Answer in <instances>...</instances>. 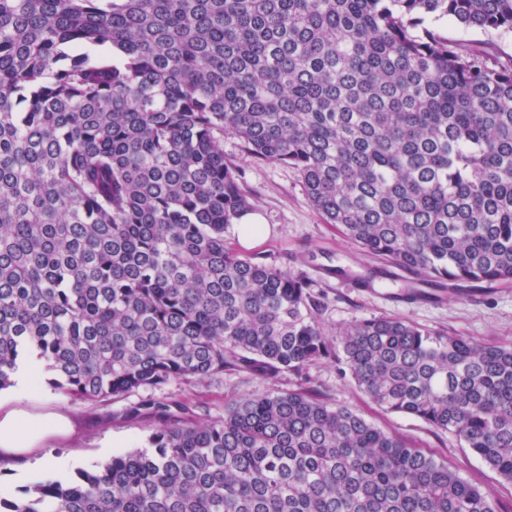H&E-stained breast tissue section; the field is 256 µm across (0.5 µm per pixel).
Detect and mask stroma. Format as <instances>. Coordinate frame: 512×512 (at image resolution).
Here are the masks:
<instances>
[{
  "label": "stroma",
  "instance_id": "35a3bbf8",
  "mask_svg": "<svg viewBox=\"0 0 512 512\" xmlns=\"http://www.w3.org/2000/svg\"><path fill=\"white\" fill-rule=\"evenodd\" d=\"M224 158L237 166L240 182L249 195L261 223L269 236L250 253L260 262L290 269L304 277L318 310L317 317L325 328L342 327L374 317H400L433 331L461 336L478 344L512 345V281L480 285V301L470 299L469 292L456 284L444 282L438 301H421L399 305L389 299L399 288H420L421 276L399 270L388 279V264L366 255L355 243L344 238L334 225L325 223L309 202L300 176L293 168L266 164L247 157L240 140L225 134ZM346 273L344 279L332 277L333 269ZM368 273L376 278V289L367 294L353 286L356 275ZM310 386L332 404L361 413L379 429L396 435L448 463L462 478L479 484L499 503L500 512H512V483L505 481L470 449L464 448L451 433L439 431L424 421L403 413L386 411L371 403L335 360H321L309 366ZM51 370H44L42 392L50 396L51 410H64L76 422L75 434L54 446L55 456L66 458L68 466L57 472L64 480L76 471L92 470L117 453L145 448L155 423L148 417L126 419L122 410L141 400V393L126 397L86 403L73 399L50 384ZM298 379L281 371L267 377L225 368L222 374L202 382L169 385L164 397L189 405L195 418L223 415L224 405L270 388L296 389Z\"/></svg>",
  "mask_w": 512,
  "mask_h": 512
}]
</instances>
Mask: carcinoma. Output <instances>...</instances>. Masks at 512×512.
I'll list each match as a JSON object with an SVG mask.
<instances>
[{
    "instance_id": "carcinoma-1",
    "label": "carcinoma",
    "mask_w": 512,
    "mask_h": 512,
    "mask_svg": "<svg viewBox=\"0 0 512 512\" xmlns=\"http://www.w3.org/2000/svg\"><path fill=\"white\" fill-rule=\"evenodd\" d=\"M512 0H0V390L18 360L105 401L233 365L297 390L197 420L0 512H497L494 497L307 386L322 359L512 483V347L400 317L325 330L306 280L226 246L251 210L224 133L286 164L366 253L512 281ZM439 29L443 34L448 36V39L460 41H471L481 42L488 45L492 52L499 57L502 61L507 59V56H512V32L500 33V32H489V33H477L464 29L463 27L440 21L431 25Z\"/></svg>"
}]
</instances>
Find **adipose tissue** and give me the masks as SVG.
<instances>
[{"label": "adipose tissue", "mask_w": 512, "mask_h": 512, "mask_svg": "<svg viewBox=\"0 0 512 512\" xmlns=\"http://www.w3.org/2000/svg\"><path fill=\"white\" fill-rule=\"evenodd\" d=\"M40 375L38 362L20 367L12 396L0 398V462L22 461L36 471L58 470L64 468L66 462L50 454L48 447L52 441L73 435L75 423L61 412L23 408V401L38 390Z\"/></svg>", "instance_id": "adipose-tissue-1"}]
</instances>
